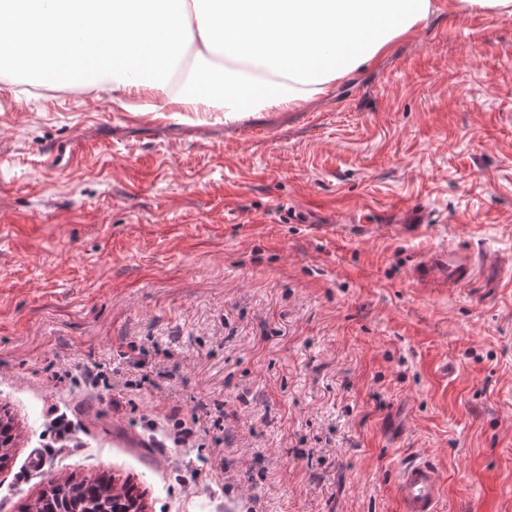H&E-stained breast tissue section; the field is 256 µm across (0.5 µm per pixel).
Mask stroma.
Segmentation results:
<instances>
[{
	"label": "stroma",
	"mask_w": 512,
	"mask_h": 512,
	"mask_svg": "<svg viewBox=\"0 0 512 512\" xmlns=\"http://www.w3.org/2000/svg\"><path fill=\"white\" fill-rule=\"evenodd\" d=\"M248 126L0 78V512L102 471L145 512H401L415 455L437 512H512V16ZM451 246L478 276L422 280ZM443 483L439 467L426 456L402 463L396 479L402 512H436Z\"/></svg>",
	"instance_id": "1"
}]
</instances>
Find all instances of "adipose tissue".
Returning <instances> with one entry per match:
<instances>
[{"instance_id":"obj_1","label":"adipose tissue","mask_w":512,"mask_h":512,"mask_svg":"<svg viewBox=\"0 0 512 512\" xmlns=\"http://www.w3.org/2000/svg\"><path fill=\"white\" fill-rule=\"evenodd\" d=\"M433 0H0V59L39 56L45 81L76 65L136 112L225 122L329 97ZM322 67L310 64L312 56Z\"/></svg>"}]
</instances>
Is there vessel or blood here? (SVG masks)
<instances>
[{"mask_svg": "<svg viewBox=\"0 0 512 512\" xmlns=\"http://www.w3.org/2000/svg\"><path fill=\"white\" fill-rule=\"evenodd\" d=\"M423 274L465 285L476 278L478 269L467 252L451 248L432 253L424 264ZM443 483L439 467L428 457L418 456L402 463L396 479L402 512H436Z\"/></svg>", "mask_w": 512, "mask_h": 512, "instance_id": "obj_1", "label": "vessel or blood"}]
</instances>
